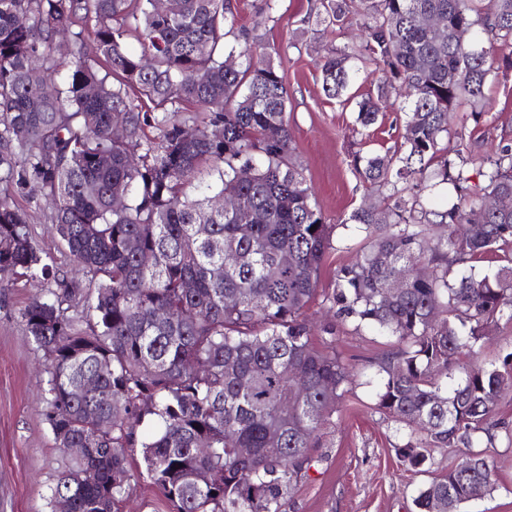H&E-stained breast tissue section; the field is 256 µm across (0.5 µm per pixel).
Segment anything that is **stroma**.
<instances>
[{
    "label": "stroma",
    "mask_w": 512,
    "mask_h": 512,
    "mask_svg": "<svg viewBox=\"0 0 512 512\" xmlns=\"http://www.w3.org/2000/svg\"><path fill=\"white\" fill-rule=\"evenodd\" d=\"M232 3L239 24L261 35L284 70L292 146L327 223L335 227L317 295L307 308L317 323L324 318V297L332 291L337 269L352 263L364 243V232L349 223V214L364 203L386 205L382 194L366 189L350 161L358 152L382 154L400 145L404 99L392 94L390 107L375 125L355 126L351 109L325 97L316 60L323 46L356 43V26L326 31L309 22L317 0H276L268 15L259 11L262 0ZM486 95L489 112L478 117L466 107L457 112L450 135L440 142L449 159L512 145V71L491 77ZM10 193L26 213L37 247L59 272L69 273V255L49 231L44 203L17 187ZM46 286V281L24 276L0 288V512H50V488L69 461L56 448L45 416V355L18 315ZM392 344V338L366 328L358 330L350 323L339 327L336 350L353 376L321 431L319 447L310 451L311 469L286 496L282 512H414L419 489L460 463L462 453L455 448L429 449L418 470L398 456L396 449L407 441L409 431L377 410L379 377L373 363ZM492 423L486 455L497 474L496 487L465 505L464 512H512V394L499 403ZM129 468L131 489L120 512H172L162 491L138 477V455L130 456Z\"/></svg>",
    "instance_id": "stroma-1"
}]
</instances>
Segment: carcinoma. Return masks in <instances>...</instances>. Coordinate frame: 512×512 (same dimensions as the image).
<instances>
[{
	"label": "carcinoma",
	"instance_id": "carcinoma-1",
	"mask_svg": "<svg viewBox=\"0 0 512 512\" xmlns=\"http://www.w3.org/2000/svg\"><path fill=\"white\" fill-rule=\"evenodd\" d=\"M434 17L448 21V34ZM354 20L358 49L331 48L318 62L325 96L350 103L360 68L373 65L382 73L376 96L356 102L355 122L375 124L396 87L405 121L392 155L353 156L360 179L387 190L389 204L351 212L368 246L337 271L325 298L334 321L317 345L305 310L335 225L292 154L281 65L237 26L232 0H180L173 15L154 0H0V184L47 201L51 232L78 272L58 274L1 192L0 278L21 272L56 285L19 310L49 360L55 444L87 449L56 476L52 512L61 498L68 512H116L136 448L139 476L173 512H281L343 396L349 368L336 333L347 322L395 338L375 362L377 407L410 430L398 448L404 461L418 468L432 447L473 456L471 472L450 467L425 484L415 508L444 499L462 512L466 485L494 490L480 434L492 440L496 406L512 392V353L500 365L463 359L500 319L512 321V207L483 208L491 196L512 201V146L471 158L482 183L470 187L438 141L461 103L476 116L488 111L496 48L512 47V0H319L316 24ZM229 35L241 51L224 44ZM233 56L237 67L225 68ZM191 108L197 136L187 141L180 114ZM114 112L124 115L120 137ZM103 154L112 158L105 168ZM445 184L458 202L439 211L421 201L423 189ZM228 190L238 209L211 211L210 199ZM114 195L123 208H112ZM500 252L504 265L475 272ZM403 267L410 275L388 300ZM78 304L86 331L67 315ZM158 308L166 320L155 319ZM88 375L97 383L83 396Z\"/></svg>",
	"mask_w": 512,
	"mask_h": 512
}]
</instances>
